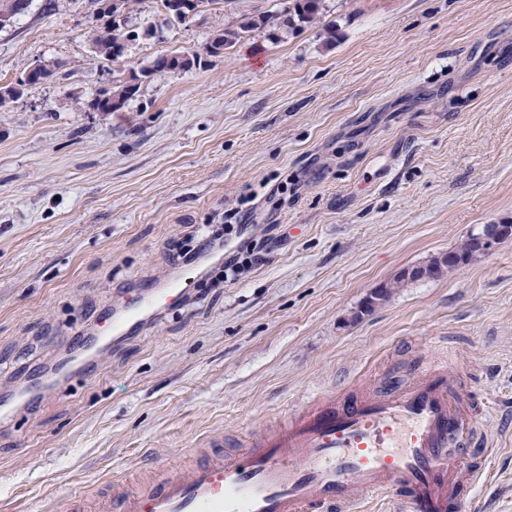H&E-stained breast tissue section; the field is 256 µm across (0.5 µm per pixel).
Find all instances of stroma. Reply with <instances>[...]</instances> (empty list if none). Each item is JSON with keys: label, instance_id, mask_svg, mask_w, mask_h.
<instances>
[{"label": "stroma", "instance_id": "stroma-1", "mask_svg": "<svg viewBox=\"0 0 512 512\" xmlns=\"http://www.w3.org/2000/svg\"><path fill=\"white\" fill-rule=\"evenodd\" d=\"M219 17L166 22L140 0L130 66L201 52ZM34 0L0 31V86L51 81L0 112V397L47 387L0 420V512H99L128 489L267 435L323 397L463 374L481 434L468 512H512V239L477 263L369 292L482 225L512 220V0H325L321 25L259 28L218 57L156 74L118 112L87 106L111 66L87 38L96 0ZM254 221L225 256L267 242L232 281L175 258L190 231ZM186 299L58 383L79 338L135 288Z\"/></svg>", "mask_w": 512, "mask_h": 512}]
</instances>
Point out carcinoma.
<instances>
[{
	"mask_svg": "<svg viewBox=\"0 0 512 512\" xmlns=\"http://www.w3.org/2000/svg\"><path fill=\"white\" fill-rule=\"evenodd\" d=\"M124 2V17L120 19L112 18L102 25H95L89 31V42L92 51L103 61L112 65L113 71L117 72V76L112 79V86L100 88L93 95L90 106L96 109L110 101L112 102V111L117 112L136 96L143 79L157 73H168L175 67L187 72L196 67L198 63V55L195 52L191 54L170 52L156 56L148 64L137 69L133 67L125 68L124 59L131 47L129 34L134 31L131 25L132 15L136 13L138 0H124ZM172 2L174 0H162L166 20L188 25L196 22L197 18L207 12L208 7L221 4L223 0H197L199 12L195 18L189 21L173 12ZM323 11L324 0H288V5L282 8L243 15L234 28L216 26L204 49L208 50L210 56H220L224 54L225 50L234 46L245 33L256 28L269 27L277 31L292 33L303 25L312 26L320 23ZM52 78L53 72L42 65L31 82L22 81L17 84V87H12L6 91L5 95H18L21 93V87L40 85ZM479 259L480 256L476 254L474 237L470 235L455 248L431 259L426 265L406 268L396 279L382 284V288L376 296L377 303L381 304L388 301L395 289L402 287L409 280L417 281L424 277L427 278L432 272L448 273L457 268L473 264Z\"/></svg>",
	"mask_w": 512,
	"mask_h": 512,
	"instance_id": "obj_1",
	"label": "carcinoma"
}]
</instances>
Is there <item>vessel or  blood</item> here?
Wrapping results in <instances>:
<instances>
[{
  "instance_id": "b4317fda",
  "label": "vessel or blood",
  "mask_w": 512,
  "mask_h": 512,
  "mask_svg": "<svg viewBox=\"0 0 512 512\" xmlns=\"http://www.w3.org/2000/svg\"><path fill=\"white\" fill-rule=\"evenodd\" d=\"M176 280L135 289L96 325L85 350L132 334L184 301ZM457 373L431 369L372 399H326L230 458L182 476L112 494L108 512H350L367 499L404 512H462L479 476L477 418L459 403Z\"/></svg>"
}]
</instances>
